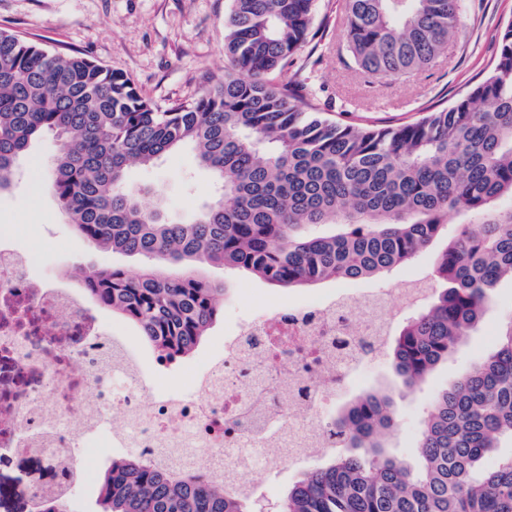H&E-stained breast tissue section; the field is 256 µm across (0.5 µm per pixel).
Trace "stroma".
Returning <instances> with one entry per match:
<instances>
[{"label":"stroma","mask_w":512,"mask_h":512,"mask_svg":"<svg viewBox=\"0 0 512 512\" xmlns=\"http://www.w3.org/2000/svg\"><path fill=\"white\" fill-rule=\"evenodd\" d=\"M461 8L462 30L432 66L400 79L370 82L345 51L341 0H319L312 37L287 77L300 98L332 119L379 126L416 121L432 104L453 102L469 84L484 78L496 55L500 31L512 23V0H461ZM228 9L229 0H0V29L123 72L146 97L167 108L223 78ZM55 151L54 139L36 143L23 175L10 193L0 196V225H7L20 248L41 250L45 258V267L35 268V276L53 279L75 265H113L139 273L141 260L91 246L66 222L41 178ZM128 179L161 190L177 219L190 214L193 202L213 194L210 176L198 168L188 148L169 154L157 167L131 168ZM200 272L231 287L220 320L202 340L206 346L223 333L225 322L269 306L300 303L325 290L321 284L279 288L249 273H227L217 265L201 266ZM509 318L512 281L506 279L482 324L464 338L448 362L412 391L402 388L389 357L363 364L353 394L380 389L396 402L400 426L385 440L392 454L414 460L428 402L492 349L501 323ZM40 466L32 458L0 456V512H29L28 504L10 493V483L18 472H35ZM300 473L299 467L288 464L261 467L249 475L248 483L260 502H276Z\"/></svg>","instance_id":"obj_1"}]
</instances>
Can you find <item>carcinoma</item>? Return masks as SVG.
Returning a JSON list of instances; mask_svg holds the SVG:
<instances>
[{
  "mask_svg": "<svg viewBox=\"0 0 512 512\" xmlns=\"http://www.w3.org/2000/svg\"><path fill=\"white\" fill-rule=\"evenodd\" d=\"M224 80L160 109L135 82L81 55L0 30V195L37 139L58 148L42 175L68 223L96 247L146 264L75 269L97 306L138 329L169 361L191 355L224 309L220 264L280 288L382 275L438 239L448 212L473 217L431 267L429 294L390 345L412 390L448 361L512 279V23L493 68L451 105L415 123L324 119L296 98L288 72L308 43L317 0H230ZM346 52L372 79L430 66L461 30L460 0H344ZM189 147L220 189L188 220L158 192L128 183ZM152 194V202L144 195ZM400 420L391 395L365 392L326 422L336 447L301 473L280 512H512V319L495 346L432 399L415 462L392 455ZM81 483L41 512H68ZM101 512H252L253 494L213 481L188 458L131 452L99 483Z\"/></svg>",
  "mask_w": 512,
  "mask_h": 512,
  "instance_id": "carcinoma-1",
  "label": "carcinoma"
}]
</instances>
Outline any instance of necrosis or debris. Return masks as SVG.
Listing matches in <instances>:
<instances>
[{
    "label": "necrosis or debris",
    "mask_w": 512,
    "mask_h": 512,
    "mask_svg": "<svg viewBox=\"0 0 512 512\" xmlns=\"http://www.w3.org/2000/svg\"><path fill=\"white\" fill-rule=\"evenodd\" d=\"M37 261L0 236V454L41 460L11 488L35 508L63 489L65 472L94 469L106 447L189 444L204 473L240 484L246 448H284L300 463L335 447L326 409L390 331L388 289L317 295L240 321L197 392L153 394L137 347L83 293L34 280ZM109 418L123 426L99 439Z\"/></svg>",
    "instance_id": "necrosis-or-debris-1"
}]
</instances>
